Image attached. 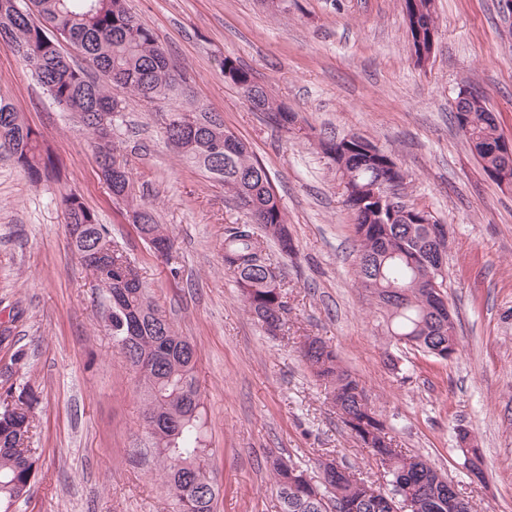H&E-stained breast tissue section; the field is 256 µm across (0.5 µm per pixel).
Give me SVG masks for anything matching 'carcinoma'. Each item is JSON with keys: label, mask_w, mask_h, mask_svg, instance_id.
Here are the masks:
<instances>
[{"label": "carcinoma", "mask_w": 512, "mask_h": 512, "mask_svg": "<svg viewBox=\"0 0 512 512\" xmlns=\"http://www.w3.org/2000/svg\"><path fill=\"white\" fill-rule=\"evenodd\" d=\"M63 42L78 49L89 68L73 64L61 50ZM0 45L25 62L59 106L80 116L94 136L97 160L112 194L134 201L131 172L118 159L112 134L104 133L98 122L100 114L117 117L124 105L93 73L148 104L180 96V83L154 31L127 11L124 0H27L24 9L17 0H0ZM223 68L236 71L237 88H251L252 110L265 113L278 129L301 131L299 113L275 104L237 61L226 57ZM192 115L198 126L187 130L177 122L180 111L162 114L163 139L183 161L224 186L247 215L243 223L224 227V271L235 279L247 311L265 328L280 330L288 307L282 290L270 287L262 251L265 243L273 242L288 258L295 254V246L270 173L209 111L200 107ZM454 118L484 172L501 166L502 159L489 147L504 135L486 98L459 101ZM0 153L13 159L35 184L49 178L58 165L41 134L14 105L1 100ZM340 173L346 186L371 195L384 169L377 158L353 155ZM62 203L74 252L109 302L112 342L138 374L145 406L151 410L148 429L156 462L172 492L173 512H214L219 488L209 474L211 452L203 437L195 346L178 333L95 213L74 193L64 196ZM345 204L355 216L359 241L356 274L381 315L390 342L403 340L431 357L437 351L458 352L457 337L448 335V318L440 314L427 290L428 265L437 253V244L430 239L432 225L392 222L387 213L357 209L351 196ZM136 210L144 226L143 240L172 253L173 242L153 208L139 204ZM300 354L328 390L342 423L392 481L416 497L417 512H455L453 485L426 459L393 446L385 421L371 408L364 387L336 351L322 343ZM36 403L25 387L18 393L10 387L0 394V512H11L25 502L36 476L39 453L31 447ZM318 469L320 480L313 485L320 498L313 499L293 482L295 477L309 478L306 470L288 460H272L271 477L281 512H388L387 492L381 487L334 459L319 460Z\"/></svg>", "instance_id": "carcinoma-1"}]
</instances>
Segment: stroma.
Segmentation results:
<instances>
[{"instance_id":"1","label":"stroma","mask_w":512,"mask_h":512,"mask_svg":"<svg viewBox=\"0 0 512 512\" xmlns=\"http://www.w3.org/2000/svg\"><path fill=\"white\" fill-rule=\"evenodd\" d=\"M438 34L427 66L413 60L403 0H288L274 15L261 0H126L156 33L184 95L158 105L132 100L112 140L142 202L173 239L157 257L104 183L94 139L24 63L0 47V100L43 133L59 177L35 186L0 155V389L24 384L38 399L41 456L26 512H172L152 451L136 372L112 343L107 303L72 251L62 205L73 192L106 224L198 354L205 439L220 488L216 512H281L269 457L317 475L331 455L365 480L389 476L346 429L298 353L304 337L336 349L386 421L397 448L430 461L473 512H512V189L493 182L454 123L468 87L485 95L512 139V12L503 0H435ZM249 68L313 136L359 134L406 174L404 201L447 224L446 297L459 350L438 360L389 343L355 271L354 217L341 178L311 138L273 127L225 82L221 64ZM202 106L270 172L294 258L266 252L284 283L287 324L268 335L224 270V227L243 222L223 186L186 164L160 133L163 112ZM25 367L14 372L15 352ZM467 427L484 451L474 481L456 446Z\"/></svg>"}]
</instances>
